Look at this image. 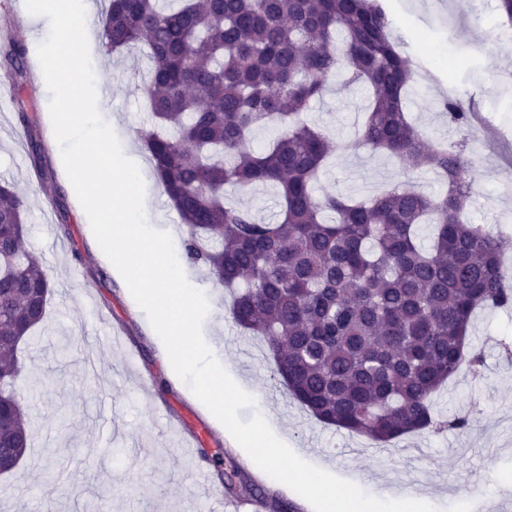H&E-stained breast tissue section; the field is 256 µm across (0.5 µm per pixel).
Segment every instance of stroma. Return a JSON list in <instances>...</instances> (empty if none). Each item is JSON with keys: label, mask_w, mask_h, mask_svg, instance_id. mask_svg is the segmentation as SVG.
I'll return each instance as SVG.
<instances>
[{"label": "stroma", "mask_w": 512, "mask_h": 512, "mask_svg": "<svg viewBox=\"0 0 512 512\" xmlns=\"http://www.w3.org/2000/svg\"><path fill=\"white\" fill-rule=\"evenodd\" d=\"M395 34L412 57L437 61L428 83L409 95L413 121L431 142L465 141L473 165L472 223L492 226L512 216V140L490 136L473 124L468 137L449 125L439 108L449 83L464 85L465 101L477 112H491L495 125L512 130V43L490 46L489 33L501 19L498 0H481L467 10L461 0H384ZM147 61L133 50L101 56L100 78L111 84V98L100 99L103 119L144 174L162 230L182 241L185 227L159 191L148 155L137 137L152 122L143 93ZM0 182L12 184L28 202L26 240L41 256L53 283L49 317L20 346L27 373L41 387L19 378L17 392L33 419L32 448L18 469L0 478V512H193L204 487L222 491L229 505L257 504L258 512L290 503L291 512H313L292 489L259 469L226 436L207 408L175 374L146 314L123 278L101 256L88 218L63 167L48 105L50 94L37 70L9 75L0 64ZM367 95L328 88L311 102L306 121L332 137L355 140ZM33 121L25 131L20 111ZM391 159L359 148L337 153L315 183L317 194L371 197L404 181ZM60 193V202L48 198ZM191 282H205L215 312L202 330L231 377L250 388L253 409L242 420L267 410L276 417L284 442L302 459L358 484L370 495L391 493L428 497L436 512H487L498 504L512 512V308L478 310L467 349L483 355L479 370L461 365L434 395L444 418L467 419L466 429L412 433L390 444L327 426L288 394L272 374L273 359L258 337L238 327L229 315L233 292L210 281L206 270L189 268ZM260 355L245 368L243 350ZM135 356L136 368L127 365ZM222 453L233 475L226 489L203 453Z\"/></svg>", "instance_id": "1"}]
</instances>
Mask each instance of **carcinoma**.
Instances as JSON below:
<instances>
[{
	"instance_id": "cac0c4a2",
	"label": "carcinoma",
	"mask_w": 512,
	"mask_h": 512,
	"mask_svg": "<svg viewBox=\"0 0 512 512\" xmlns=\"http://www.w3.org/2000/svg\"><path fill=\"white\" fill-rule=\"evenodd\" d=\"M105 53L143 50L156 119L138 132L187 232L186 259L241 287L230 315L259 337L274 372L319 422L377 444L436 425L431 398L458 371L476 309L512 306L497 238L468 220L463 145L436 144L404 97L418 66L381 0H107ZM25 51L11 36L12 68ZM366 86L354 142L303 119L329 79ZM461 134L474 107L444 98ZM279 135L260 152L253 132ZM363 147L406 170L430 169L437 196L407 180L365 201L318 197L333 151ZM227 186L271 187L279 218L231 204ZM27 202L0 185V451L24 458L29 417L14 390L18 347L43 322L52 282L25 247ZM422 224L433 227L427 246Z\"/></svg>"
}]
</instances>
